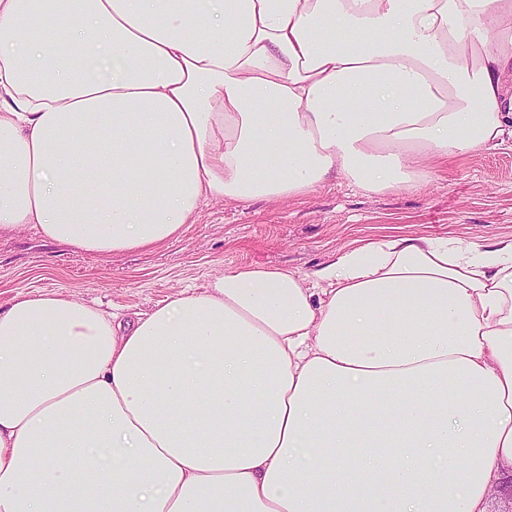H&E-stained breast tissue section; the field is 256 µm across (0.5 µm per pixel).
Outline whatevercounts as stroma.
<instances>
[{"label": "stroma", "mask_w": 512, "mask_h": 512, "mask_svg": "<svg viewBox=\"0 0 512 512\" xmlns=\"http://www.w3.org/2000/svg\"><path fill=\"white\" fill-rule=\"evenodd\" d=\"M401 233L493 250L512 240V150L457 156L417 190L367 192L333 179L285 201L208 202L178 238L112 256L31 231L0 236V307L19 292H62L125 315L200 288L227 268L274 266L309 275L344 251Z\"/></svg>", "instance_id": "obj_1"}]
</instances>
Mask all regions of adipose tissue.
I'll return each instance as SVG.
<instances>
[{"label":"adipose tissue","mask_w":512,"mask_h":512,"mask_svg":"<svg viewBox=\"0 0 512 512\" xmlns=\"http://www.w3.org/2000/svg\"><path fill=\"white\" fill-rule=\"evenodd\" d=\"M44 2L0 0V235L119 254L512 148V0ZM507 467L512 243L0 311V512H487Z\"/></svg>","instance_id":"1"}]
</instances>
